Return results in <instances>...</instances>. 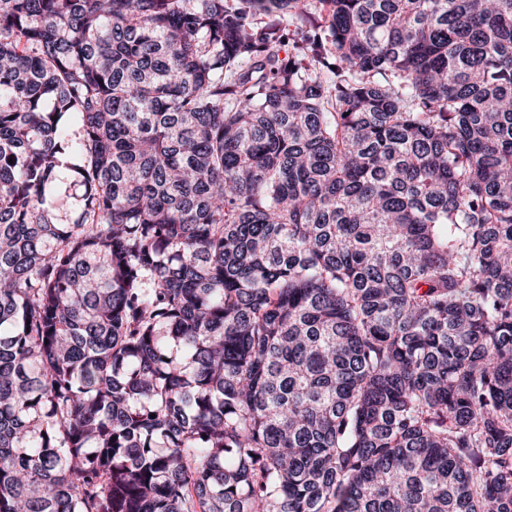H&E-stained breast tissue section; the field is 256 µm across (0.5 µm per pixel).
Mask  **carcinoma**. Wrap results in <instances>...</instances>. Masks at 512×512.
I'll use <instances>...</instances> for the list:
<instances>
[{"label":"carcinoma","mask_w":512,"mask_h":512,"mask_svg":"<svg viewBox=\"0 0 512 512\" xmlns=\"http://www.w3.org/2000/svg\"><path fill=\"white\" fill-rule=\"evenodd\" d=\"M0 512H512V0H0Z\"/></svg>","instance_id":"cac0c4a2"}]
</instances>
